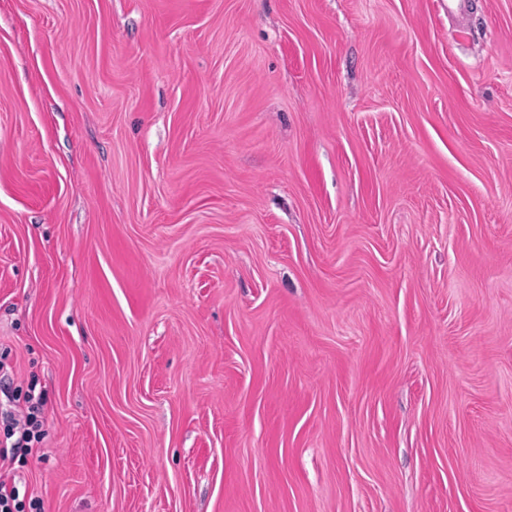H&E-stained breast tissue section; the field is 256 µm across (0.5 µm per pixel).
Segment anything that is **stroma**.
I'll return each instance as SVG.
<instances>
[{"mask_svg": "<svg viewBox=\"0 0 512 512\" xmlns=\"http://www.w3.org/2000/svg\"><path fill=\"white\" fill-rule=\"evenodd\" d=\"M0 0V480L43 512H512V0ZM26 414L21 421L15 418L10 411L2 416L3 439L0 440V466L1 462L8 461L13 464L16 459H24L32 453L35 444L41 442L45 435L43 407L44 398L41 395L35 397L29 391L24 396Z\"/></svg>", "mask_w": 512, "mask_h": 512, "instance_id": "stroma-1", "label": "stroma"}]
</instances>
